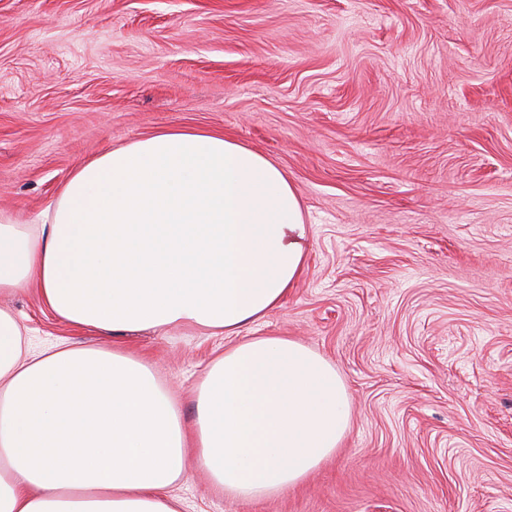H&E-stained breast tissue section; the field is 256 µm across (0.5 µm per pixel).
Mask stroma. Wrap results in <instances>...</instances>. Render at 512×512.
<instances>
[{
  "mask_svg": "<svg viewBox=\"0 0 512 512\" xmlns=\"http://www.w3.org/2000/svg\"><path fill=\"white\" fill-rule=\"evenodd\" d=\"M223 132L297 189L305 270L247 336L327 359L350 418L300 484L185 512H512V0H0V211L38 224L104 151ZM32 349L118 347L184 421L231 337L104 336L0 295Z\"/></svg>",
  "mask_w": 512,
  "mask_h": 512,
  "instance_id": "35a3bbf8",
  "label": "stroma"
}]
</instances>
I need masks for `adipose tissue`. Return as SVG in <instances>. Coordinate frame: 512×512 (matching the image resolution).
Returning <instances> with one entry per match:
<instances>
[{"instance_id":"ef3b65f1","label":"adipose tissue","mask_w":512,"mask_h":512,"mask_svg":"<svg viewBox=\"0 0 512 512\" xmlns=\"http://www.w3.org/2000/svg\"><path fill=\"white\" fill-rule=\"evenodd\" d=\"M296 188L259 152L171 128L109 150L62 184L50 223L0 212V292L110 336L194 327L235 337L184 427L147 364L119 350L25 353L0 310V512H181L188 457L221 492L262 500L339 448L350 406L335 368L285 336L240 337L301 276Z\"/></svg>"}]
</instances>
